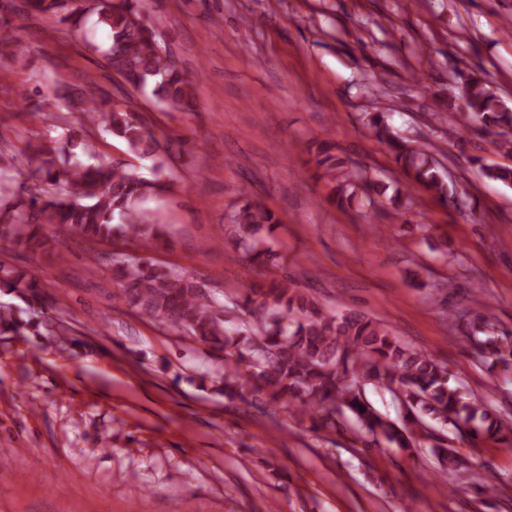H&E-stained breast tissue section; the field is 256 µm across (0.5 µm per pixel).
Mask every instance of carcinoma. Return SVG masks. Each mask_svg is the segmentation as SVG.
<instances>
[{"mask_svg":"<svg viewBox=\"0 0 512 512\" xmlns=\"http://www.w3.org/2000/svg\"><path fill=\"white\" fill-rule=\"evenodd\" d=\"M22 10L49 16L72 31L85 17H96V24L110 34L105 56L114 73L136 90H150L169 109L196 110L193 79L145 24L146 0H26L22 9L15 0H0V29L13 28L14 17ZM0 57L22 66L27 48L15 34L0 37ZM78 105L90 125L122 140L138 157L179 153L186 144L181 137L160 140L130 105L108 109L103 99H82ZM366 125L387 144L407 186L422 188L444 206L455 203L439 163L395 134L385 114H367ZM461 126L495 137L497 147L512 159V107L474 72L462 75L461 86L448 93V132ZM313 146L316 167L330 185L327 202L342 207L360 191L370 202H378L385 216L402 214L406 203L400 190L395 188L390 195L385 182L359 178L357 167L332 153L327 142L317 140ZM470 161L483 177L512 185V165L486 166L479 156ZM12 180L64 189L25 198L12 192ZM172 188L158 171L147 177L133 166L86 164L73 155L30 144L19 166L13 158L0 156V243L32 257L52 255L55 238L48 225L53 224L88 241L126 237L148 249L160 234L145 203ZM276 223L278 218L263 200L250 194L232 212L224 241L240 256L266 264L273 254L266 247L265 231ZM115 275L117 297L170 329L224 352V372L215 385L230 399L247 402L261 393L272 404L308 416L315 426L340 429L345 418L366 448L382 438L404 451L414 449L424 415L452 425L472 441L512 437L511 420L492 415L476 398L450 386L444 363L400 345L386 326L363 313L323 314L317 301L295 289L286 275L255 291L256 298H246L245 305H257L252 312L256 324L231 328L224 305L203 303L196 282L185 273L138 261L117 266ZM22 287L35 289L38 284L23 274L0 277V288ZM479 348L487 358L512 361L511 336L488 339ZM367 384L400 397L406 408L401 422L375 410L365 395ZM429 439L441 466L435 474L445 480L459 465L456 453L447 439Z\"/></svg>","mask_w":512,"mask_h":512,"instance_id":"carcinoma-1","label":"carcinoma"}]
</instances>
